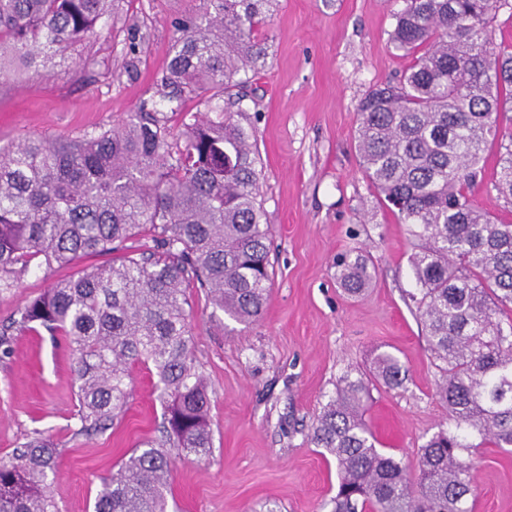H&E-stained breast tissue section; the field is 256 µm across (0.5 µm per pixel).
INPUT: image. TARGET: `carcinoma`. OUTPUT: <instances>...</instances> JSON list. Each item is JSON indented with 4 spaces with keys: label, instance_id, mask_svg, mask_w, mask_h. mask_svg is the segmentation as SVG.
Returning <instances> with one entry per match:
<instances>
[{
    "label": "carcinoma",
    "instance_id": "carcinoma-1",
    "mask_svg": "<svg viewBox=\"0 0 512 512\" xmlns=\"http://www.w3.org/2000/svg\"><path fill=\"white\" fill-rule=\"evenodd\" d=\"M121 0H0V73L18 65L49 75L76 64L75 48ZM509 0H405L390 44L415 55L396 83L360 102L356 143L365 176L416 241L411 293L441 363L439 400L454 429L417 453V479L377 448L365 420L368 381L346 372L322 405L309 443L336 461L332 512H472L473 456L486 443L512 447V223L472 199L485 154L497 145L492 188L512 205V134L499 117L512 102V55L493 51V22ZM275 0H203L172 22L160 84L168 107L141 109L108 130L0 146V296L32 262L72 266L86 255L120 262L50 283L17 310L10 328L43 329L73 348L85 434L126 410L129 367L152 366L163 410L161 437L132 450L101 481L93 512H167L169 449L212 454L210 395L192 355L184 284L248 326L263 312L273 275L270 227L259 197L252 131L235 120L268 55L254 32ZM192 99L178 134L167 112ZM154 245L129 253L145 230ZM373 279L361 255L336 259L352 295ZM388 388L408 380L392 354L375 357ZM480 442L473 443V437ZM58 447L37 433L0 461V512H58L49 491Z\"/></svg>",
    "mask_w": 512,
    "mask_h": 512
}]
</instances>
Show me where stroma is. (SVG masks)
<instances>
[{
    "label": "stroma",
    "instance_id": "1",
    "mask_svg": "<svg viewBox=\"0 0 512 512\" xmlns=\"http://www.w3.org/2000/svg\"><path fill=\"white\" fill-rule=\"evenodd\" d=\"M404 0H278L256 32L269 56L239 121L261 159L259 200L274 277L261 316L225 321L203 289L185 290L195 362L210 390L209 459L173 457L168 500L178 512H332L334 461L306 439L345 372L371 375L389 352L403 387L373 383L366 420L382 448L414 464L449 428L436 395L437 362L409 295L406 225L380 205L355 145L360 101L412 65L389 34ZM202 0H123L128 21H105L77 47L79 62L50 76H12L0 91V144L109 129L158 100L173 18ZM361 253L375 276L360 296L336 284L334 258ZM71 268H32L0 296V326ZM0 355V459L34 433L59 448L52 493L60 512H92L100 481L132 448L157 438L162 408L150 370L132 365L124 415L102 434H78L74 357L64 337L9 331ZM473 512H512V452L474 457Z\"/></svg>",
    "mask_w": 512,
    "mask_h": 512
}]
</instances>
